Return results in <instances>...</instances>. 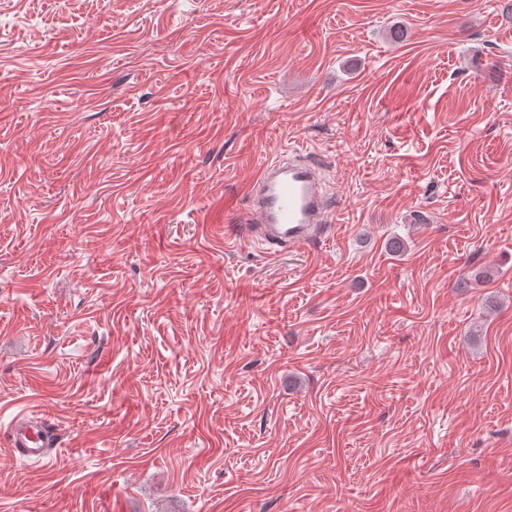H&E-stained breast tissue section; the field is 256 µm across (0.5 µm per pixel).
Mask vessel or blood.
I'll return each instance as SVG.
<instances>
[{
	"instance_id": "b4317fda",
	"label": "vessel or blood",
	"mask_w": 512,
	"mask_h": 512,
	"mask_svg": "<svg viewBox=\"0 0 512 512\" xmlns=\"http://www.w3.org/2000/svg\"><path fill=\"white\" fill-rule=\"evenodd\" d=\"M322 169L303 151L289 150L262 166L246 189L243 218L268 254L320 240L341 214L340 203L323 187ZM6 449L13 458L51 463L59 429L51 420L18 412L7 430Z\"/></svg>"
}]
</instances>
